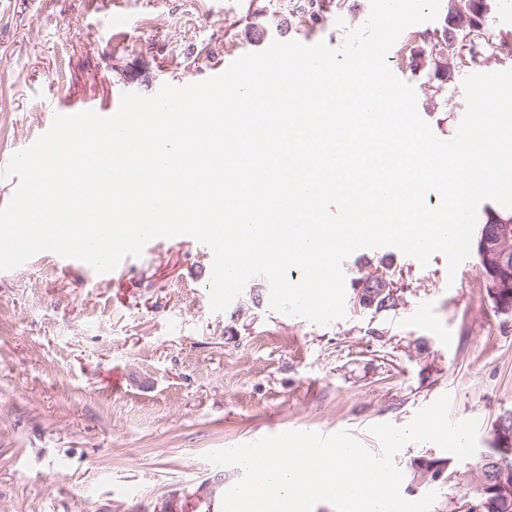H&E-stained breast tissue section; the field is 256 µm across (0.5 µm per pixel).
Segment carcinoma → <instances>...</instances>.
Instances as JSON below:
<instances>
[{
    "label": "carcinoma",
    "mask_w": 512,
    "mask_h": 512,
    "mask_svg": "<svg viewBox=\"0 0 512 512\" xmlns=\"http://www.w3.org/2000/svg\"><path fill=\"white\" fill-rule=\"evenodd\" d=\"M491 0H448L444 26L429 37L426 46L410 49V66L414 70L434 69L435 78L444 82L447 80L451 67L462 63L458 54L457 43L463 37L470 34L477 39L478 49L487 58H494L508 49L505 42L493 41V34L489 28V13ZM503 221L512 222V211H489L487 220L482 225L480 233L475 240V248H480L484 233L491 232ZM390 266L381 263L374 266L373 272L377 273L370 294L372 309L376 311L394 309L403 301V292L392 295V289L397 281L389 272ZM480 273L484 284L495 277H512V256L504 262V267L489 268L481 266ZM492 302L495 312L504 316H512V288H505L498 294L486 292ZM445 464L448 466L444 482H449L455 475L454 463L449 458H429L414 461L413 477L424 479V470L432 465ZM460 507L465 512H512V503L506 505L490 496L470 492L469 488H463L460 497Z\"/></svg>",
    "instance_id": "carcinoma-1"
}]
</instances>
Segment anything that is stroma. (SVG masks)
Wrapping results in <instances>:
<instances>
[{"label":"stroma","instance_id":"1","mask_svg":"<svg viewBox=\"0 0 512 512\" xmlns=\"http://www.w3.org/2000/svg\"><path fill=\"white\" fill-rule=\"evenodd\" d=\"M111 2L0 0V168L62 101L115 106L275 41L336 49L371 11L370 0H320L321 20L300 17L284 34L276 24L295 0H121V28L107 21ZM443 23L405 29L387 62L447 140L466 111L464 78L485 66L453 69L443 85L409 66L410 48ZM368 261L404 287L396 310L356 307L352 282ZM342 268L345 316L327 326L272 311L261 276L212 313V261L197 241L154 240L109 278L52 252L0 271V512H183L208 479L242 476L207 452L300 429L345 430L377 453L373 425L407 426L444 395L452 419H477L479 450L491 448L493 421L512 409V318L495 313L478 257L452 274L443 253L423 265L384 246ZM442 454L410 442L393 458L405 499L436 492L431 512H452L472 467L456 462L453 484L413 481L414 460Z\"/></svg>","mask_w":512,"mask_h":512}]
</instances>
